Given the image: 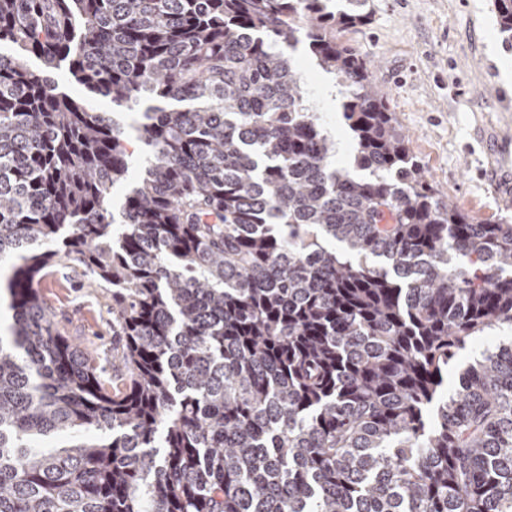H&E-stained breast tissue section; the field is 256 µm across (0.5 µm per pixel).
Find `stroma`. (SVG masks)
Masks as SVG:
<instances>
[{
    "mask_svg": "<svg viewBox=\"0 0 512 512\" xmlns=\"http://www.w3.org/2000/svg\"><path fill=\"white\" fill-rule=\"evenodd\" d=\"M367 10L369 23L343 40L368 62L410 153L444 197L479 220H496L512 204L488 180L498 144L512 150V43L499 31L494 0H368ZM310 57L304 43L291 54L305 95L335 140L352 142L344 100L329 90L333 76ZM35 287L60 332L111 382L110 288L66 260Z\"/></svg>",
    "mask_w": 512,
    "mask_h": 512,
    "instance_id": "1",
    "label": "stroma"
}]
</instances>
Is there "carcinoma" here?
I'll use <instances>...</instances> for the list:
<instances>
[{
  "label": "carcinoma",
  "mask_w": 512,
  "mask_h": 512,
  "mask_svg": "<svg viewBox=\"0 0 512 512\" xmlns=\"http://www.w3.org/2000/svg\"><path fill=\"white\" fill-rule=\"evenodd\" d=\"M366 6L0 0V512H512V343L444 394L472 338L512 325V214L430 186L340 39ZM303 41L365 177L336 168ZM61 68L114 111L190 104L143 113L119 222L133 150ZM62 259L112 288L110 390L33 287ZM311 54L306 43H301L296 50L291 53L292 63L296 65L301 75L302 87L309 103L324 116L325 124L336 140V145L345 141L349 150L346 153H340L336 149V167L339 169H348L353 175L362 174L363 172L353 168L354 166V141L352 133L343 118V103L346 101L341 87L335 84L332 74L326 73L320 69H316L310 65ZM339 89H332L333 95L338 96L332 98L329 90L330 85Z\"/></svg>",
  "instance_id": "1"
}]
</instances>
